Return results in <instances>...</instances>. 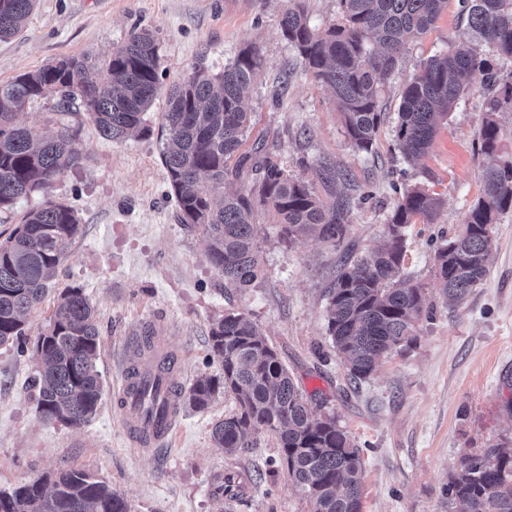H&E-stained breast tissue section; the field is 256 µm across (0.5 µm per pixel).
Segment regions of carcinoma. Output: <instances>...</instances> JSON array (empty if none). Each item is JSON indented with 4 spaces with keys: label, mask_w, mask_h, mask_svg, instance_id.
<instances>
[{
    "label": "carcinoma",
    "mask_w": 512,
    "mask_h": 512,
    "mask_svg": "<svg viewBox=\"0 0 512 512\" xmlns=\"http://www.w3.org/2000/svg\"><path fill=\"white\" fill-rule=\"evenodd\" d=\"M37 0H0V41L17 36ZM336 22L312 29L301 3L282 14L284 38L313 77L332 89L345 133L358 150L371 149L384 122L381 91L407 46L430 30L448 0H336ZM465 28L446 52L428 58L400 95L396 138L408 160L430 150L438 121L466 94L464 79L479 71L492 96L480 130V151L492 159L481 196L463 229L434 255V276L445 303L458 307L481 285L495 247V226L512 210V160H498L496 114L512 110V82L490 62L512 58V0H459ZM161 57L153 32L131 33L107 56L68 57L0 83V209L35 191H47L79 164L68 128L47 136L16 123L32 102L60 96L80 100L100 135L123 142L141 132L142 116L159 91ZM262 68L251 45L220 72L200 64L168 92L162 113L163 164L176 199L178 223L205 241V256L224 287L244 291L262 272L258 209L272 212L286 243L316 236L332 246L346 234L349 198L323 202L303 177L258 147L240 151L250 126L246 101ZM234 165H228L230 160ZM250 173L246 191L214 190ZM439 197L417 187L398 198L386 241L371 254L343 263L327 291V331L353 383L369 378L382 360L411 345L426 305L425 287L404 271L406 231L432 222ZM80 232L67 204L47 201L22 216L0 241V345L23 347L27 316L45 297ZM40 369L31 379L37 411L46 421L80 427L96 413L102 381L96 362L99 330L83 291L57 292L39 333ZM210 354L222 372L202 375L184 404L204 410L218 395L235 408L215 423L213 440L228 454L275 438L288 481L310 503L309 512H361L364 470L359 449L335 415H315L311 400L257 324L240 312L213 320ZM446 512H512V442L467 456L443 486ZM0 512H129L124 497L88 473L61 469L50 477L0 491Z\"/></svg>",
    "instance_id": "obj_1"
}]
</instances>
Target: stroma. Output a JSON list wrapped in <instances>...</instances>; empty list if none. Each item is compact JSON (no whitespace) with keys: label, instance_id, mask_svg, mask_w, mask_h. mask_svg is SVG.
Wrapping results in <instances>:
<instances>
[{"label":"stroma","instance_id":"1","mask_svg":"<svg viewBox=\"0 0 512 512\" xmlns=\"http://www.w3.org/2000/svg\"><path fill=\"white\" fill-rule=\"evenodd\" d=\"M294 1L37 0L25 29L0 42V83L64 57L104 56L136 27L154 32L163 69V91L144 115L145 133L134 139L102 137L82 105L64 111L52 97L17 116L43 133L65 125L77 131L80 166L48 192L0 210V234L50 199L79 213L81 232L56 286L82 288L96 309L103 391L96 415L80 427L40 418L29 380L38 367L33 345L53 310L52 296H45L28 318L25 351L0 346V490L71 468L112 486L129 512H308L277 468L273 438L260 436L256 448L236 455L215 445L212 428L234 407L224 396L203 411L180 406L172 435L159 447L139 446L121 422V377L146 358V330H167L163 349L175 360L168 379L184 394L196 377L219 374L207 327L229 311L259 326L313 407L335 414L358 447L362 512H444L441 491L462 458L512 439V211L495 228L486 281L462 306L444 304L432 271L435 249L458 231L481 192L488 163L479 151L483 75L468 77V93L419 164L405 160L394 133L403 86L457 38L458 0H448L435 27L410 43L385 81V120L368 152L352 146L331 89L313 80L281 33V15ZM248 44L262 59L248 144L277 155L323 201L347 194L350 209L336 248L315 238L282 242L274 216L259 210L263 271L240 293L209 264L202 238L177 221L160 132L165 88L200 63L222 70ZM338 172L346 181L335 180ZM413 184L443 201L433 223L419 220L407 231L405 268L425 285L432 313L419 320L410 348L355 384L327 333L325 290L342 262L383 244L387 218ZM228 474L243 487L235 501L215 492Z\"/></svg>","mask_w":512,"mask_h":512}]
</instances>
